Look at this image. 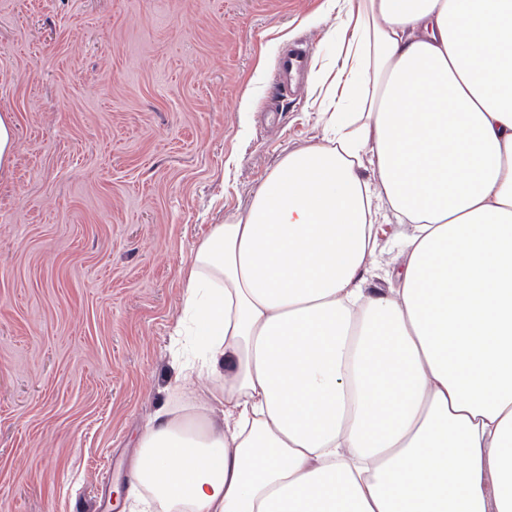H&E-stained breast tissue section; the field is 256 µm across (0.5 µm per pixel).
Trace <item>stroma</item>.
Wrapping results in <instances>:
<instances>
[{"mask_svg": "<svg viewBox=\"0 0 512 512\" xmlns=\"http://www.w3.org/2000/svg\"><path fill=\"white\" fill-rule=\"evenodd\" d=\"M342 25L328 0H0V512H136L139 433L184 385L185 268L321 139ZM408 231L381 213L370 287ZM308 66V57L303 52H288L279 57L277 63V78L282 88L287 92L288 84L295 80Z\"/></svg>", "mask_w": 512, "mask_h": 512, "instance_id": "35a3bbf8", "label": "stroma"}]
</instances>
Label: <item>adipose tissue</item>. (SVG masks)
<instances>
[{"label":"adipose tissue","instance_id":"ef3b65f1","mask_svg":"<svg viewBox=\"0 0 512 512\" xmlns=\"http://www.w3.org/2000/svg\"><path fill=\"white\" fill-rule=\"evenodd\" d=\"M320 143L187 276L203 409L156 415L148 512H512V0H336ZM408 225L366 285L380 205ZM195 390L198 402L205 408L209 409L210 413L215 418H221L224 410V402L218 394V388L209 382L197 383L190 387Z\"/></svg>","mask_w":512,"mask_h":512}]
</instances>
